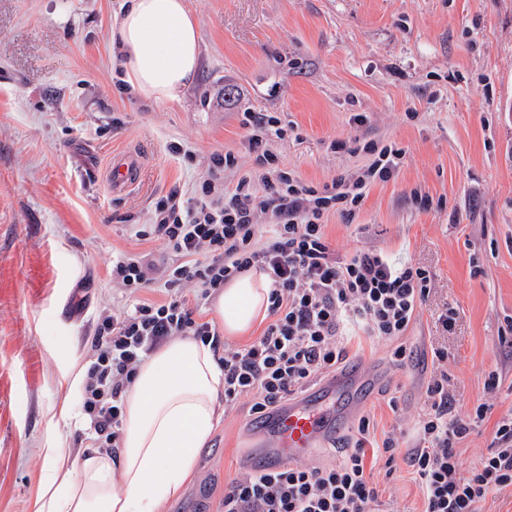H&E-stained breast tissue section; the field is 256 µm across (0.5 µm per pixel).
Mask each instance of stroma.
Wrapping results in <instances>:
<instances>
[{"label": "stroma", "instance_id": "obj_1", "mask_svg": "<svg viewBox=\"0 0 512 512\" xmlns=\"http://www.w3.org/2000/svg\"><path fill=\"white\" fill-rule=\"evenodd\" d=\"M187 3L199 69L179 101L154 104L131 92L112 50L122 0H0V512H31L45 449L86 451L81 414L59 410L76 403L96 320L130 302L112 261L166 254L134 227L171 191L195 197L213 154L238 159L225 182L253 173L250 112L278 118L271 151L312 184L361 174L369 158L345 150L353 139L402 149L395 177L371 185L354 216L330 215L326 231L340 254L371 248L424 266L432 290L404 358L363 336L347 362L374 377L362 408L372 439L391 434L406 449L434 353L447 352L454 413L493 406L459 447L462 469L475 466L512 409V359L499 344L512 318V0ZM123 154L139 166L118 186L109 169ZM447 306L457 315L446 333ZM252 420L246 398L221 415L167 512H223L249 448L277 445ZM374 476L383 512H422L404 466L380 462Z\"/></svg>", "mask_w": 512, "mask_h": 512}]
</instances>
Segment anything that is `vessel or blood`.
<instances>
[{
    "label": "vessel or blood",
    "mask_w": 512,
    "mask_h": 512,
    "mask_svg": "<svg viewBox=\"0 0 512 512\" xmlns=\"http://www.w3.org/2000/svg\"><path fill=\"white\" fill-rule=\"evenodd\" d=\"M360 381L357 371L347 370L324 383L318 395L289 401L266 424L278 437L279 447L253 448L250 456L263 465L276 467L288 456L317 447L360 409V401L353 396Z\"/></svg>",
    "instance_id": "vessel-or-blood-1"
}]
</instances>
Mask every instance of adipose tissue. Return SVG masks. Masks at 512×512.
Wrapping results in <instances>:
<instances>
[{
  "mask_svg": "<svg viewBox=\"0 0 512 512\" xmlns=\"http://www.w3.org/2000/svg\"><path fill=\"white\" fill-rule=\"evenodd\" d=\"M124 79L147 101H178L199 68L200 34L185 0H124L112 28ZM269 280L251 271L227 282L214 310L228 336L251 332L268 314ZM224 374L210 345L177 336L137 369L125 400L118 456L45 451L33 512H160L193 475L220 419Z\"/></svg>",
  "mask_w": 512,
  "mask_h": 512,
  "instance_id": "1",
  "label": "adipose tissue"
}]
</instances>
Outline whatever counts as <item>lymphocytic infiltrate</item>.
Listing matches in <instances>:
<instances>
[{"mask_svg":"<svg viewBox=\"0 0 512 512\" xmlns=\"http://www.w3.org/2000/svg\"><path fill=\"white\" fill-rule=\"evenodd\" d=\"M246 124L258 180L243 177L226 187L224 174L237 158L230 152L214 154L194 201L169 193L157 201L152 223L136 232L140 238H163L168 258L158 263L151 253L129 252L112 263L113 285L134 302L120 314L101 315L95 325L80 398L92 447L118 448L136 371L172 337L209 344L224 369L225 407L248 396L253 414L261 417L346 361L347 329L398 342L422 311L431 292L426 269L375 249L339 254L324 224L332 211L354 215L368 182L394 177L401 150L367 145L376 158L363 181L350 188L338 180L313 185L279 168L261 134L264 117L248 115ZM259 187L264 196H256ZM267 209L277 222L266 230L257 213ZM252 270L271 281V321L251 343L228 349L201 310L226 281ZM150 292L160 293V301L147 300ZM436 358L416 447L398 448L391 436L369 446L370 420L361 418L356 444L341 462L241 473L224 484V512H374L380 488L367 461L371 455L384 457L386 466L400 463L411 471L423 512H478L491 490L512 487V410L500 415L477 466L462 471L457 446L492 406L482 402L467 414H453L446 355L440 351Z\"/></svg>","mask_w":512,"mask_h":512,"instance_id":"obj_1","label":"lymphocytic infiltrate"}]
</instances>
